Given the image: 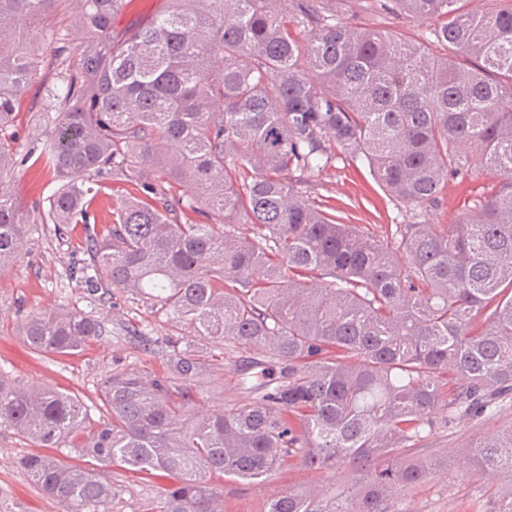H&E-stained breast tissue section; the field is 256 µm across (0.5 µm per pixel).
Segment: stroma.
<instances>
[{
    "label": "stroma",
    "instance_id": "1",
    "mask_svg": "<svg viewBox=\"0 0 512 512\" xmlns=\"http://www.w3.org/2000/svg\"><path fill=\"white\" fill-rule=\"evenodd\" d=\"M329 7L347 24L405 34L416 40L428 26L427 21L408 14L372 8L369 0H331ZM78 26L72 9L66 7L44 22L40 40L32 48L40 64L22 95L21 117L14 126L0 131V139L7 141L14 152L6 186L28 223L19 258L0 274V374L24 388L47 387L76 394L89 406L91 418L96 421L105 414L98 394L111 371L134 366L163 376L168 372L169 341L200 352L209 351L210 346L184 321L152 310L135 294L116 288L110 303L103 305L91 299L70 277L73 263L86 257L82 230L62 240L52 225L41 220L49 207L48 198L57 187L52 174L36 161L43 141L55 128L53 113L43 111L41 101L62 69L63 56H56L54 49L62 46L67 55H74L81 43ZM499 184L497 175L477 168L452 175L442 182L435 205L412 211L389 195L368 167L353 164L340 154L317 180L299 183L298 188L303 196L323 204L337 221L386 242L392 240L400 224L454 223L463 210L495 192ZM92 187V209L102 224L108 222L113 205L136 193L134 184L108 176L96 178ZM60 307L96 315L103 326L101 336L75 354L36 353L21 335L23 322L29 316ZM133 328L155 340L153 351L132 348L128 332ZM244 357V351L225 349L220 367L208 370L203 377L196 410L225 408L238 399L235 366ZM511 425L512 409L506 407L489 420L434 428L421 446L429 454L447 453L449 466L404 495L406 512H484L494 488L475 476L469 461L457 456L456 451L479 442L489 430ZM32 450L29 441L10 431H0V512H64L57 501L37 490L18 466V459ZM104 474L117 489L112 512H141L147 503L159 501L164 488L173 482L169 476L157 478L113 468L105 469ZM345 483L342 470L297 468L258 482L225 481L219 503L221 512H264L268 501L283 491L313 485L328 491Z\"/></svg>",
    "mask_w": 512,
    "mask_h": 512
}]
</instances>
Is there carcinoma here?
<instances>
[{
  "instance_id": "carcinoma-1",
  "label": "carcinoma",
  "mask_w": 512,
  "mask_h": 512,
  "mask_svg": "<svg viewBox=\"0 0 512 512\" xmlns=\"http://www.w3.org/2000/svg\"><path fill=\"white\" fill-rule=\"evenodd\" d=\"M64 1L83 41L47 90L58 123L38 161L61 182L46 212L56 234L80 224L86 235L71 276L95 300L135 293L280 372L243 363L244 398L193 414L204 363L171 340L170 375L105 378L94 428L79 397L0 374V430L175 477L145 512H214L215 481L298 465L344 467L351 484L288 490L265 512H400L401 494L448 470L446 453L415 456L426 433L512 402V4L480 13L468 0H377L431 21L416 42L349 26L320 0H163L123 27L124 0H0V130L39 64L30 34ZM434 44L455 55L434 57ZM463 144L499 190L446 231L401 224L390 243L337 222L288 178L319 177L337 148L415 210L448 173L469 170ZM103 174L138 195L100 233L87 183ZM174 188L185 193L173 203ZM187 211L205 222L181 223ZM25 228L0 182V271ZM100 335L94 315L66 308L23 327L47 355ZM458 453L499 480L485 512H512V426ZM19 466L66 512H111L117 490L95 469L39 451Z\"/></svg>"
}]
</instances>
